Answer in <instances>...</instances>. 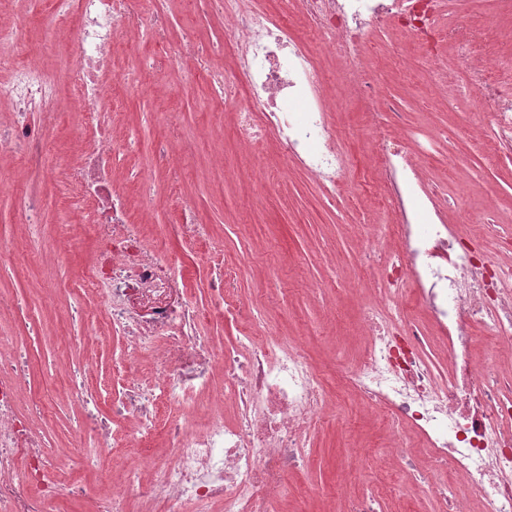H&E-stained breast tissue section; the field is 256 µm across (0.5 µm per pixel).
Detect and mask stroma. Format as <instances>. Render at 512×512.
<instances>
[{"mask_svg":"<svg viewBox=\"0 0 512 512\" xmlns=\"http://www.w3.org/2000/svg\"><path fill=\"white\" fill-rule=\"evenodd\" d=\"M452 2L453 22L468 28L493 26L497 45L512 48V13L498 11L494 0L480 14L472 12L468 0ZM160 7L174 39L194 32L200 52L211 53L224 31L222 13L209 9L204 0H162ZM51 8V0H0V27L31 16L35 19L31 42L51 38L61 47L59 55L44 62L55 79V113L46 133L52 159L43 173L27 178L29 188L43 198V224L20 223L14 187L20 172L17 166L0 164V243L8 244L21 262L17 268L0 265V291L17 297L22 308L18 317L0 312V327L23 336L24 317L35 318L40 358L33 367V390L54 398L53 411L41 428L55 450L65 455L80 407L68 400L67 379L55 366L81 360L98 379H106L109 353L121 342L99 333L77 348L66 343L68 337L84 333L66 312L77 301L70 288L93 245L80 229L81 203L68 196L71 177L55 161L70 146L76 116L71 110L69 74L78 59L69 54L68 41L45 25L42 16ZM401 40L399 29L384 27L363 50L376 69L383 99L394 106L382 121L389 134L407 128L415 131L416 142L434 140L435 148L422 165L443 218L461 225L476 252L491 261L503 260L506 254L500 243L478 240L476 227L491 220L512 226V149L489 158L477 143L493 138L492 128L484 125L474 132L461 125V111L469 109L479 92L463 81L455 54L446 58L448 91L443 94L418 64L404 72L392 69L388 55ZM155 53L146 32L112 57L113 75L140 87L139 95L130 98L114 118L112 161L126 173L140 167L153 173L150 193L157 207L144 234L156 237L163 227L179 222L183 208H192L196 223L203 227L202 242L174 239L169 249L188 266V296L195 301L204 299L223 260L241 253L254 260L235 296L236 325L208 323L203 334L224 337L259 330L301 337L319 366L351 367L361 347L357 333L361 303L377 295L378 266L365 259L363 245L370 237L383 236L385 225L400 223L402 215L377 211L361 181L371 168L375 148L361 99L338 79L345 58H318L327 79L330 120L352 162L347 198L330 199L275 145L257 151L243 147L235 136L234 107L225 108L224 134L215 136L209 85L199 83L180 92L182 72L155 60ZM64 234L72 247L63 262L57 245ZM308 452L306 466L290 483L305 493L309 512H345L349 500L366 494L379 496L382 512L439 508L430 497L411 501L402 486L386 492L377 483L355 480L356 471L381 465L384 450L365 413L342 397H335L333 419L313 434Z\"/></svg>","mask_w":512,"mask_h":512,"instance_id":"1","label":"stroma"}]
</instances>
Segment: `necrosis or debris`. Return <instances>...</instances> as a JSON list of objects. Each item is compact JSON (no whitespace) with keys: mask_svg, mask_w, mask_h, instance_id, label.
<instances>
[{"mask_svg":"<svg viewBox=\"0 0 512 512\" xmlns=\"http://www.w3.org/2000/svg\"><path fill=\"white\" fill-rule=\"evenodd\" d=\"M135 2L53 0L51 12L54 24L72 31L81 57L71 74L79 115L71 138L79 148L67 162L75 191L85 195L84 231L95 246L77 279L80 303L69 315L125 338L113 365L122 391L87 397L92 368L70 365L68 391L83 411L68 457H59L36 424L42 401L19 406L33 341L0 336V512H65L67 491L89 498L93 512H279L291 471L331 409L326 376L296 340L242 333L225 343L201 335L202 323L234 321L230 285L247 272L248 255L226 267L200 305L186 295L183 260L165 240L146 243L142 225L128 220L124 193L105 162L112 156L114 101L136 87L109 82L112 54L146 23L170 66L198 54L188 36L171 47L162 17L145 19ZM220 4L223 47L234 53L238 75L199 61L186 72V85L207 83L214 112L235 105L241 142L275 143L325 196L346 191L349 157L337 144L316 56L350 59L357 92L380 108L376 71L358 50L381 25L410 33L411 46L398 55L416 50L437 85L444 63L439 44L458 45L464 79L482 88L476 110L496 129L485 152L512 144V78L470 52L473 43L488 42L489 30L453 24L440 0ZM296 8L320 33L318 46L290 28ZM30 27L25 16L0 30V68L11 73L0 81V103H11L14 115L9 128H0V160L33 170L42 165L45 144L28 117L41 111L54 81L40 65L46 47L27 46ZM371 128L384 207L405 210L411 196L432 217L424 227L407 219L386 225L383 237L365 242L377 250L390 241L396 250L383 261L377 302L362 310L366 342L344 386L378 415L394 452L415 474V495L439 498L446 512H512V376L489 375L474 358L479 327L512 348V261L492 265L460 251V232L437 216L425 189L418 153L379 123ZM146 352L150 385L130 372ZM157 435L167 453L143 458V446Z\"/></svg>","mask_w":512,"mask_h":512,"instance_id":"4bbe7bcc","label":"necrosis or debris"}]
</instances>
